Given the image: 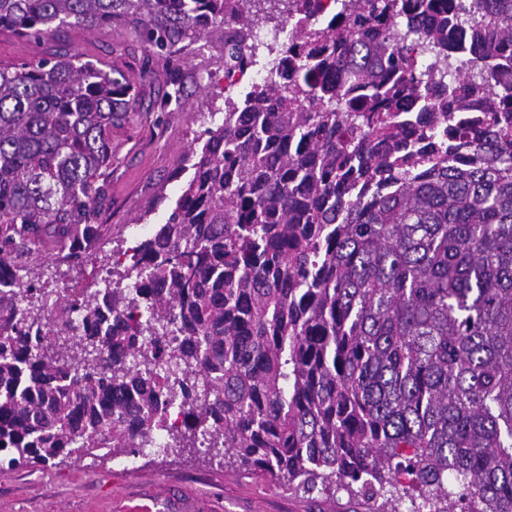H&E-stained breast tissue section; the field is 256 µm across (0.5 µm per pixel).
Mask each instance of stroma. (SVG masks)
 I'll return each mask as SVG.
<instances>
[{
  "label": "stroma",
  "mask_w": 512,
  "mask_h": 512,
  "mask_svg": "<svg viewBox=\"0 0 512 512\" xmlns=\"http://www.w3.org/2000/svg\"><path fill=\"white\" fill-rule=\"evenodd\" d=\"M72 49L113 70L134 73L142 56L140 42L119 25L70 30ZM185 94L180 104L160 112L140 107L131 121L112 131V171L107 201L98 222L103 245L79 260L57 261L45 246L24 258L25 281L65 293L69 288H97L112 265L115 239L134 243L145 225L165 223L187 181L181 169L188 145H203L212 111L224 106V47L201 40L176 57ZM265 512H366L360 497L337 491L292 495L264 480L243 475L232 459L211 461L201 453L94 459L72 457L55 466L0 467V512H123L148 505L152 512H251L255 502Z\"/></svg>",
  "instance_id": "stroma-1"
}]
</instances>
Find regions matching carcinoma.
Here are the masks:
<instances>
[{"label":"carcinoma","instance_id":"obj_1","mask_svg":"<svg viewBox=\"0 0 512 512\" xmlns=\"http://www.w3.org/2000/svg\"><path fill=\"white\" fill-rule=\"evenodd\" d=\"M349 0L328 31L295 22L288 63L207 128L167 221L92 292L23 282L50 243L99 239L112 128L134 103L59 42L120 21L145 46L224 41V70L298 0H0L38 44L0 63V461L100 448L234 459L367 512H512V0ZM469 28L471 71L441 59ZM135 278V291L123 281Z\"/></svg>","mask_w":512,"mask_h":512}]
</instances>
